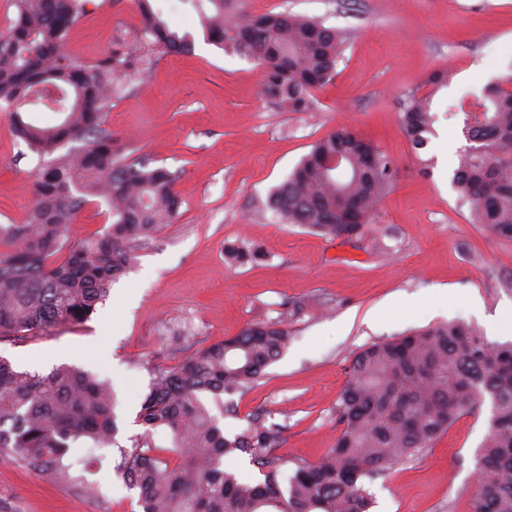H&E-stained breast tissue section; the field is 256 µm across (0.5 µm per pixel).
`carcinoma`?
Returning <instances> with one entry per match:
<instances>
[{"instance_id":"obj_1","label":"carcinoma","mask_w":512,"mask_h":512,"mask_svg":"<svg viewBox=\"0 0 512 512\" xmlns=\"http://www.w3.org/2000/svg\"><path fill=\"white\" fill-rule=\"evenodd\" d=\"M204 39L263 68L262 92L289 112L314 109V91L330 82L346 38L317 18L273 13L246 18L231 0H189ZM88 0H14L17 18L0 35V112L37 157L36 203L27 222L8 232L16 247L0 255V340L18 341L61 323H79L105 303L112 282L136 260L139 239L174 217L177 173L114 153L102 128L119 92L118 74L141 59L126 48L93 64L71 57L65 43ZM143 33L164 54L189 53L195 34L169 26L153 0H138ZM453 74L437 70L431 89L407 95L401 127L416 151L434 135V95ZM33 109L62 115L51 125ZM464 116L466 144L452 183L470 222L512 238V74L462 98L448 114ZM84 146L57 154L65 144ZM341 156L343 165L331 166ZM394 162L351 128L312 144L268 206L284 224L331 239L361 242L393 184ZM104 199L114 221L102 235L73 239L68 224L89 198ZM234 264L257 263L256 248L227 246ZM281 323L254 324L239 335L199 347L174 367H149V392L137 422L143 432L112 449L116 423L112 389L93 374L61 365L42 374L0 358V455L14 454L33 470L75 480L90 464L114 465L138 490L143 512H370L367 481L420 454L461 416L490 404L489 430L479 450L482 473L472 512H512V341L490 342L461 322L373 342L350 366L336 403L342 431L332 452L293 466L274 454L284 426L262 411L227 436L211 413L236 415L230 396L251 388L288 347ZM168 430L181 461L150 453L152 431ZM102 453L88 458L78 445ZM244 454L259 477L224 469Z\"/></svg>"}]
</instances>
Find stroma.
<instances>
[{"mask_svg":"<svg viewBox=\"0 0 512 512\" xmlns=\"http://www.w3.org/2000/svg\"><path fill=\"white\" fill-rule=\"evenodd\" d=\"M241 13L318 17L346 37L334 79L318 89L311 112H288L261 93L255 62L197 42L190 55L155 50L143 34L137 0H90L69 33L80 61L118 46L144 60L124 72L104 127L122 156L176 171L181 205L141 244L135 267L117 279L106 305L81 323H64L12 344L0 356L48 373L68 364L110 380L116 395L115 446L140 433L135 421L149 390L146 362L179 364L187 351L171 338L189 330L197 343L237 336L253 323L287 319V350L265 377L234 397L226 434L266 410L284 425L275 453L315 462L341 428L336 402L356 353L367 345L440 322L489 333L512 313V239L470 223L452 185L465 143L462 115L448 107L512 73V0H236ZM457 74L437 94L439 120L423 156L400 128L405 96L433 71ZM345 126L378 145L397 173L383 198L372 239L341 243L266 208L312 144ZM0 112V226L25 223L35 203V162ZM432 166L421 171L420 158ZM241 242L263 260L230 265L224 247ZM412 308H405V301ZM299 313H292L293 304ZM489 406L460 417L431 448L370 481L372 512H471L479 479L476 453ZM87 485L38 473L0 456V502L10 512H142L137 490L110 466Z\"/></svg>","mask_w":512,"mask_h":512,"instance_id":"35a3bbf8","label":"stroma"}]
</instances>
